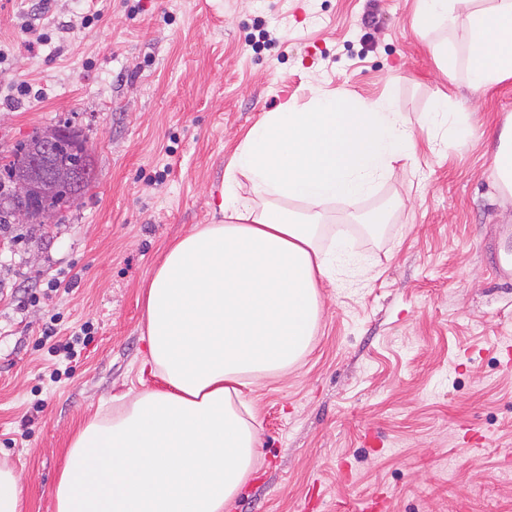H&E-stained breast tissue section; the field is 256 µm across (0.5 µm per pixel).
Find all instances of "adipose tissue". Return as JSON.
I'll use <instances>...</instances> for the list:
<instances>
[{
  "mask_svg": "<svg viewBox=\"0 0 512 512\" xmlns=\"http://www.w3.org/2000/svg\"><path fill=\"white\" fill-rule=\"evenodd\" d=\"M417 0L422 33L468 20L467 86L512 79V0ZM454 141L473 134L448 96L428 115ZM389 103L315 94L282 104L246 132L207 224L164 249L143 290L146 363L165 383L85 424L56 486V512H229L250 480L260 436L244 390L287 371L310 347L319 284L347 257L320 243L327 205L374 193L417 150ZM248 181V194L239 191ZM304 204L299 218L288 202Z\"/></svg>",
  "mask_w": 512,
  "mask_h": 512,
  "instance_id": "ef3b65f1",
  "label": "adipose tissue"
}]
</instances>
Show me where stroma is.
Listing matches in <instances>:
<instances>
[{"label":"stroma","instance_id":"stroma-1","mask_svg":"<svg viewBox=\"0 0 512 512\" xmlns=\"http://www.w3.org/2000/svg\"><path fill=\"white\" fill-rule=\"evenodd\" d=\"M95 2L87 28L83 0H0V155L53 124L95 161L60 223L0 228V462L24 512H55L81 426L159 386L141 292L163 246L223 223L247 129L316 90L393 102L418 148L373 195L328 207L325 239L345 232L359 262L321 283L311 351L251 386L263 445L232 512H358L371 496L379 512H512V281L482 244L512 242L493 166L512 80L449 82L416 0ZM442 93L476 129L467 144L426 121ZM87 322L75 362L38 342Z\"/></svg>","mask_w":512,"mask_h":512}]
</instances>
